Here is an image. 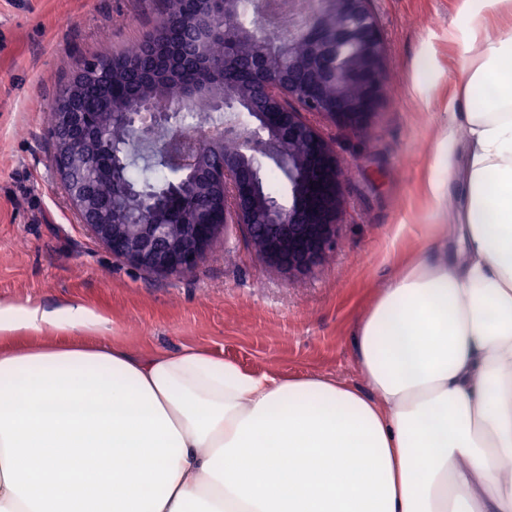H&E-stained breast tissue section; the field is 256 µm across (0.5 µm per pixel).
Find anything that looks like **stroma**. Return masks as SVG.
I'll return each mask as SVG.
<instances>
[{
    "mask_svg": "<svg viewBox=\"0 0 512 512\" xmlns=\"http://www.w3.org/2000/svg\"><path fill=\"white\" fill-rule=\"evenodd\" d=\"M164 0H0V303L84 306L101 335L137 353L200 346L255 374L335 378L366 396L353 332L406 263L447 248L459 185L436 201L433 155L452 120L468 21L458 0H371L389 85L361 129L314 115L347 177L331 257L291 276L257 259L237 225L193 274L161 277L82 224L52 166L51 109L77 59L122 53L157 25Z\"/></svg>",
    "mask_w": 512,
    "mask_h": 512,
    "instance_id": "35a3bbf8",
    "label": "stroma"
}]
</instances>
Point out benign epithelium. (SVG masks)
<instances>
[{"instance_id": "benign-epithelium-1", "label": "benign epithelium", "mask_w": 512, "mask_h": 512, "mask_svg": "<svg viewBox=\"0 0 512 512\" xmlns=\"http://www.w3.org/2000/svg\"><path fill=\"white\" fill-rule=\"evenodd\" d=\"M370 0H288V28L271 25V8L254 11L257 43L276 54L251 59L244 86L230 85L214 99L226 111L224 133L217 138L196 127L175 133L192 146L190 155L176 161V179L200 180L213 190L211 203L224 214L217 223L162 224L149 192L120 181L127 195L142 199L136 223L118 224L112 212L100 208L86 178L69 164L75 148L94 158L103 148V127L95 112L78 111L79 93L90 79L112 80V67L75 61L71 82L59 97L48 135L54 162L72 207L94 236L112 254L155 274L187 276L210 251L229 224L243 226L257 258L290 273H304L324 261L336 246L344 210V170L331 146L306 120L305 114L331 117L349 128L362 127L377 111L388 86L385 44ZM336 11L341 22L330 31L321 18ZM191 38L179 49L180 60L213 75L222 65L208 55L213 28L186 22ZM303 38L307 53L297 58L295 42ZM288 56V67L282 56ZM354 83L360 93L344 87ZM294 100L298 107L287 104ZM166 114L150 100L134 112L123 113L132 133L127 160L154 139ZM236 152L224 153V142ZM272 163L288 183V202L263 193L259 181Z\"/></svg>"}]
</instances>
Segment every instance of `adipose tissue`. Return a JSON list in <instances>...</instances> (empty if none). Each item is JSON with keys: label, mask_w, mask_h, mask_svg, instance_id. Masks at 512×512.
Wrapping results in <instances>:
<instances>
[{"label": "adipose tissue", "mask_w": 512, "mask_h": 512, "mask_svg": "<svg viewBox=\"0 0 512 512\" xmlns=\"http://www.w3.org/2000/svg\"><path fill=\"white\" fill-rule=\"evenodd\" d=\"M504 0H458L463 155L435 145L431 184L465 186L464 257L408 263L355 329L375 392L320 375H253L208 350L0 349V512H512V25ZM82 306L0 304V341Z\"/></svg>", "instance_id": "adipose-tissue-1"}]
</instances>
